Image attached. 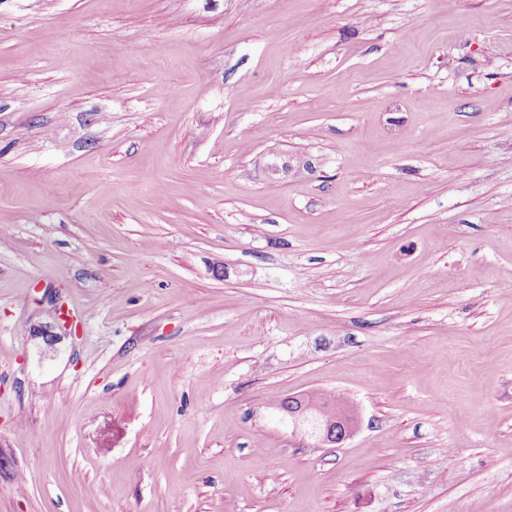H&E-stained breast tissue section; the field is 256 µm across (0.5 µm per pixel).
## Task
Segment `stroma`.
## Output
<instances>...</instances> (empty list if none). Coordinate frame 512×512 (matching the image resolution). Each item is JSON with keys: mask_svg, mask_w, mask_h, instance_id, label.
<instances>
[{"mask_svg": "<svg viewBox=\"0 0 512 512\" xmlns=\"http://www.w3.org/2000/svg\"><path fill=\"white\" fill-rule=\"evenodd\" d=\"M0 512H512V0H0ZM332 399L333 397L330 395L321 394L318 397L308 398L307 402L312 401L313 405L325 418L327 412L332 408ZM279 409L288 416V420L295 431L313 438L319 446L343 445L353 435L357 427L355 410L339 399H336L330 419L315 424L311 429L307 426L309 422L308 412L313 409L311 405H302L300 409L295 410L293 406L288 409L280 403Z\"/></svg>", "mask_w": 512, "mask_h": 512, "instance_id": "obj_1", "label": "stroma"}]
</instances>
